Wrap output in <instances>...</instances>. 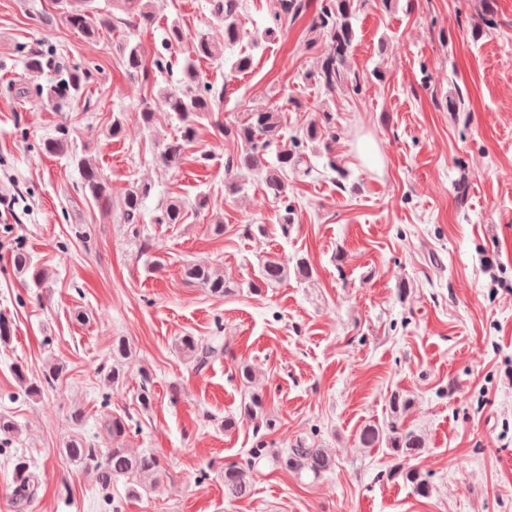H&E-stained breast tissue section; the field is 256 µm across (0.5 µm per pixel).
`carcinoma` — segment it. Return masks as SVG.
I'll return each mask as SVG.
<instances>
[{"label":"carcinoma","instance_id":"1","mask_svg":"<svg viewBox=\"0 0 512 512\" xmlns=\"http://www.w3.org/2000/svg\"><path fill=\"white\" fill-rule=\"evenodd\" d=\"M91 0H53L54 8L67 24L87 38H93L104 30L112 29V20L90 7ZM358 0H322L319 11L312 18L309 30L312 37L309 44H326L316 69L304 74V78L319 84L326 92L333 93L345 86L359 92L361 85L352 80L346 66V59L355 37L352 17ZM242 0H210V11L215 21L224 27V46L220 47L203 35L188 39L179 22L174 21L167 28L166 46L171 48L191 41L190 53L198 60H218L224 55V48L238 44L249 38L253 42L275 38L283 26L293 21L306 9L305 0H278V9L274 12L275 25L261 32L251 34L241 23ZM126 17L120 23L133 28L152 21L151 0H123ZM112 50L121 58L127 75L132 79L148 77V66L141 48L128 40L117 41ZM52 66L50 60L41 49L33 47L25 55V67L30 72H41ZM179 86L175 89L161 88L154 98L142 104L138 116L147 129L153 128L155 108L162 107L177 120V133L168 136L157 133L155 142L157 153L155 160L166 168L180 167L186 149L197 141L199 130L209 121L216 111L222 93L206 85L193 62H188L181 71ZM88 73L79 69L66 70L65 77L49 89L47 99L50 102L61 99H74L81 94L87 81ZM224 139L237 146L235 154L227 157L224 168L227 177L224 180V191L235 195L242 190L240 178L250 173L264 176L268 191L283 204L285 215L282 222V234L288 235V224L291 223L293 207L290 204L293 190L288 184V171L310 175L311 167L306 160L307 152L322 151L330 154L336 140L335 119L333 113L323 109L311 120L303 133V139L292 142L291 148H281L283 141L282 118L279 112L269 108H257L246 113V118L234 125H217ZM45 151L49 154L70 155L82 176L84 196L93 201L101 210L109 211L112 189L109 181L103 176L100 168L87 154L69 153L67 133L48 139ZM275 153V160H269V154ZM148 185L133 184L124 194L120 219L125 224L140 223L143 216V204L150 195ZM186 206L178 198L167 200L160 206L156 216L159 224L185 223ZM14 265L18 273L29 277L36 287L45 284L44 271L35 265L31 257L24 251L14 255ZM184 279L191 285L203 289L213 297L231 294L243 287L258 292L270 288L288 277L287 263L270 258L262 262L255 278L241 285L224 279L213 267L195 263H187L182 269ZM179 349L192 360L198 373L204 372L214 361L223 357L227 347L220 336L207 338L184 336L180 339ZM131 355L130 345L123 339L112 343V366L106 379L112 384L125 380L127 360ZM64 366L52 363L39 381H28L21 368H16L18 378L24 382L29 396L42 394L44 388H51L63 377ZM141 384L136 394L138 410L142 413L152 408L154 393L152 390V374L140 370ZM265 394L260 390H252L240 407L238 416L224 418V429L231 430L240 420H249L256 425H263L272 430L276 427L275 420L268 417ZM132 417L105 416L104 428L112 440L123 437L131 429ZM18 424L9 416L0 414V442H9L18 437ZM360 443L365 448L383 445L392 449L397 462L396 473L412 485L414 492L420 497L431 493V485L419 471L405 464V461L417 455L426 447L422 435L413 430H405L391 425V429L383 431L375 425L365 426L359 435ZM65 456L82 469L96 474L99 490L106 500H111L112 486L122 483L126 494L139 496L155 488L162 473L160 459L151 451L138 454L126 448H98L95 443L82 434L73 435L63 448ZM274 462L297 473H307L320 477L330 472L335 459L326 449L305 437L299 438L288 448L275 450L259 445L250 450L249 458L244 464H228L224 466V496L240 499L250 494L252 480L257 466L264 459ZM15 480L13 500L21 507L29 502L39 487V474L36 469L22 456L14 459ZM153 482H147V479Z\"/></svg>","mask_w":512,"mask_h":512}]
</instances>
